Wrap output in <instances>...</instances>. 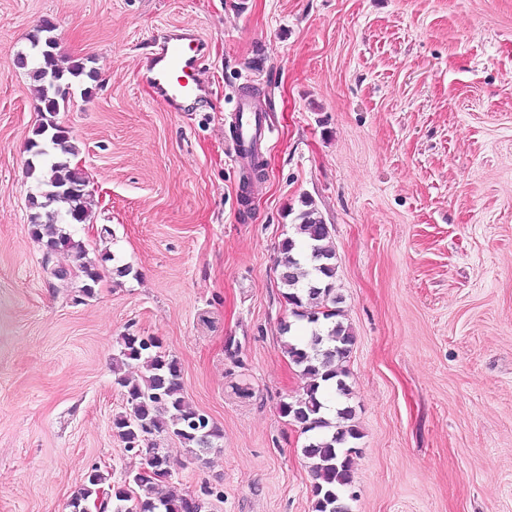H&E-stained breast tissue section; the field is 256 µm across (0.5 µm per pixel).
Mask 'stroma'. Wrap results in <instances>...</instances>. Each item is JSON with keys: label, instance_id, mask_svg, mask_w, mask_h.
<instances>
[{"label": "stroma", "instance_id": "1", "mask_svg": "<svg viewBox=\"0 0 512 512\" xmlns=\"http://www.w3.org/2000/svg\"><path fill=\"white\" fill-rule=\"evenodd\" d=\"M45 20L98 73L60 115L92 201L70 231L112 256L84 300L29 224L37 103L16 54ZM170 26L206 43L191 112L146 83ZM249 86L271 134L247 199L230 121ZM306 199L355 336L351 512H512V0H0V512H71L90 468H139L112 434L127 331L159 338L222 433L197 460L155 437L173 485L210 486V512H311L276 267Z\"/></svg>", "mask_w": 512, "mask_h": 512}]
</instances>
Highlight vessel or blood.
<instances>
[{
	"label": "vessel or blood",
	"instance_id": "b4317fda",
	"mask_svg": "<svg viewBox=\"0 0 512 512\" xmlns=\"http://www.w3.org/2000/svg\"><path fill=\"white\" fill-rule=\"evenodd\" d=\"M156 51L147 81L154 96L170 112H186L208 94L209 86L199 71L204 41L190 27L172 26L155 41ZM239 148L233 156L240 168H247L253 151L268 139L270 128L265 114L251 98H241L235 109Z\"/></svg>",
	"mask_w": 512,
	"mask_h": 512
}]
</instances>
